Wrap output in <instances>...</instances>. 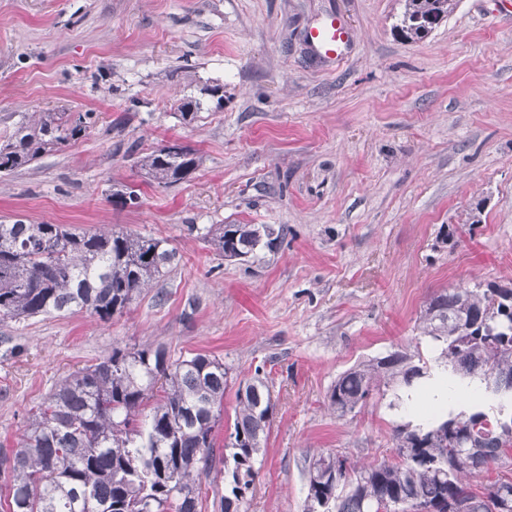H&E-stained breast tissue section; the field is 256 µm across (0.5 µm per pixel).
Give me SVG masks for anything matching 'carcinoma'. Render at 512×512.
<instances>
[{"label":"carcinoma","instance_id":"1","mask_svg":"<svg viewBox=\"0 0 512 512\" xmlns=\"http://www.w3.org/2000/svg\"><path fill=\"white\" fill-rule=\"evenodd\" d=\"M457 0H403L396 28L425 38ZM81 113L27 112L0 141V175H9L83 137ZM203 157L171 143L136 160L151 181L190 178ZM268 224H213L206 240L240 261L277 238ZM177 253L165 239L124 231L75 233L62 224L17 219L0 224V319L66 316L86 310L107 322L153 281L167 275ZM425 337L443 343L444 368L478 378L498 398L483 410L448 413L429 425L395 427L396 459L358 465L340 454L339 478L310 477L305 512H378L400 503L408 512H512V479L478 494L466 478L497 466L512 470V287L480 285L435 295L418 319ZM431 379L402 350L342 373L330 406L343 416L373 392ZM228 370L207 354L170 360L162 347L112 348L100 362L56 384L29 417L18 448L0 454L7 512H202L201 476L216 459V427L224 413ZM271 391L255 375L239 383L235 418L224 447L228 493L220 512H244L270 429ZM466 446L471 456L458 452ZM348 492L337 494L339 486Z\"/></svg>","mask_w":512,"mask_h":512}]
</instances>
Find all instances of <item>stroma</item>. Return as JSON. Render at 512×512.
Instances as JSON below:
<instances>
[{"label": "stroma", "mask_w": 512, "mask_h": 512, "mask_svg": "<svg viewBox=\"0 0 512 512\" xmlns=\"http://www.w3.org/2000/svg\"><path fill=\"white\" fill-rule=\"evenodd\" d=\"M401 0H0V134L21 113H91L84 137L0 178V220L168 239L178 266L103 322L0 320V452L57 381L116 347L203 353L240 381L263 367L273 416L247 512H304L316 458L394 455L408 417L374 395L337 416L329 394L398 348L433 362L416 320L448 288L512 283V13L459 0L420 41ZM353 38L318 58L328 15ZM219 88L212 97L211 88ZM199 100L194 118L179 105ZM178 141L204 161L173 186L136 156ZM139 195L123 206L113 192ZM212 224L286 234L249 261L205 242Z\"/></svg>", "instance_id": "1"}]
</instances>
